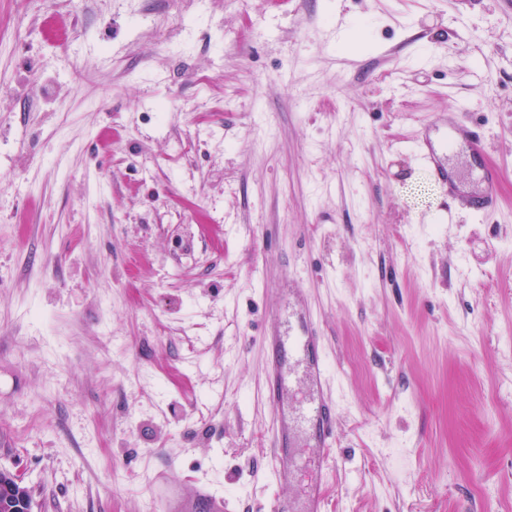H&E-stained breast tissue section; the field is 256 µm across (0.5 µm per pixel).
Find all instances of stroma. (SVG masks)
I'll use <instances>...</instances> for the list:
<instances>
[{
    "instance_id": "35a3bbf8",
    "label": "stroma",
    "mask_w": 512,
    "mask_h": 512,
    "mask_svg": "<svg viewBox=\"0 0 512 512\" xmlns=\"http://www.w3.org/2000/svg\"><path fill=\"white\" fill-rule=\"evenodd\" d=\"M448 112L493 213L412 150ZM284 283L332 512H512V0H0V468L34 512H257ZM440 128L444 129L443 137L436 142L432 138V132ZM464 139L468 142L473 156L482 160L487 151V142L484 136L478 132L466 129L448 118H440L437 123L425 126L416 141L414 151L420 162L429 170L436 183L448 190V199L459 207L468 208L475 213H489L497 206V195L494 186L498 180L497 171L486 168L484 181L486 188L480 195H469L461 192L455 185L452 173L448 170V147L457 140ZM156 496L164 512H227L228 504L223 497H217L204 488L196 490L192 499H182L171 490L160 489Z\"/></svg>"
}]
</instances>
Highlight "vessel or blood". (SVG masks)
<instances>
[{
	"label": "vessel or blood",
	"mask_w": 512,
	"mask_h": 512,
	"mask_svg": "<svg viewBox=\"0 0 512 512\" xmlns=\"http://www.w3.org/2000/svg\"><path fill=\"white\" fill-rule=\"evenodd\" d=\"M460 139L468 142L475 158L485 155L487 142L484 136L444 117L438 120L436 127H424L414 143V151L434 181L447 189L448 198L454 205L476 213L492 212L497 206L494 186L498 175L495 170L485 169L486 188L482 194L469 195L458 189L448 169V149ZM262 342L267 352V398L276 408L273 446L276 482L286 484L295 468L296 419H303L320 459L302 500L272 498L266 506L267 512H326L327 486L322 463L337 453L336 407L328 394L329 364L324 339L308 303H301L296 322L288 328L273 326L266 329ZM302 379L308 383L306 405L295 418L285 410L284 401ZM158 496L163 512H228L224 498L203 488L197 489L190 499L180 498L169 490L159 491Z\"/></svg>",
	"instance_id": "b4317fda"
}]
</instances>
